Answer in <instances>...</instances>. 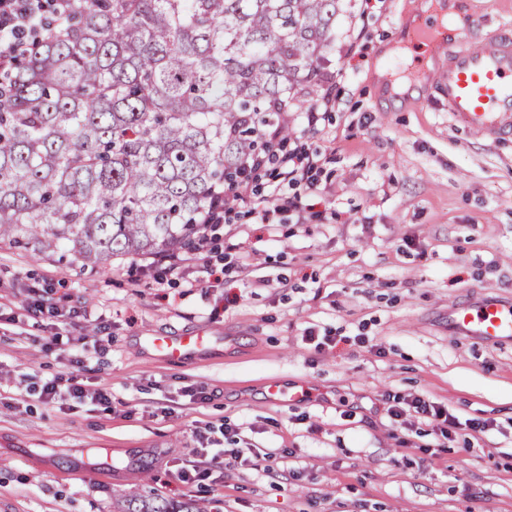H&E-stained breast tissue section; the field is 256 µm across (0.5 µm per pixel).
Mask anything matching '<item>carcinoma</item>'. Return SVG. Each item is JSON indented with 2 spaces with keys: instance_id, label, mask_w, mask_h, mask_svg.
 Segmentation results:
<instances>
[{
  "instance_id": "obj_1",
  "label": "carcinoma",
  "mask_w": 512,
  "mask_h": 512,
  "mask_svg": "<svg viewBox=\"0 0 512 512\" xmlns=\"http://www.w3.org/2000/svg\"><path fill=\"white\" fill-rule=\"evenodd\" d=\"M343 0H96L0 110V241L83 267L183 250L237 158L321 83ZM122 512H203L144 496Z\"/></svg>"
}]
</instances>
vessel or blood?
Here are the masks:
<instances>
[{
	"mask_svg": "<svg viewBox=\"0 0 512 512\" xmlns=\"http://www.w3.org/2000/svg\"><path fill=\"white\" fill-rule=\"evenodd\" d=\"M415 37L447 50L438 74L448 111L483 140L512 137V30L480 43L466 41L452 17L428 20ZM450 321L460 335L480 342L512 341V302L488 294L473 305L455 307ZM152 345L167 361L182 364L206 352L212 339L203 333L155 336Z\"/></svg>",
	"mask_w": 512,
	"mask_h": 512,
	"instance_id": "vessel-or-blood-1",
	"label": "vessel or blood"
}]
</instances>
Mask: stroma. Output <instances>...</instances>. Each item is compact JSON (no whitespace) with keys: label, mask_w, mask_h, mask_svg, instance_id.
Segmentation results:
<instances>
[{"label":"stroma","mask_w":512,"mask_h":512,"mask_svg":"<svg viewBox=\"0 0 512 512\" xmlns=\"http://www.w3.org/2000/svg\"><path fill=\"white\" fill-rule=\"evenodd\" d=\"M423 2L348 0L337 18L325 64L341 75L336 106L317 133L299 110L288 118L292 145L322 156L306 223L209 225V272L192 262L178 275L138 260L90 270L0 241V512H116L133 495L209 512H512V342L448 323L487 293L512 299V139L468 133L437 88L395 102L379 85V61ZM461 2L483 18L476 38L512 26V0ZM42 279L106 330L31 317L24 286ZM198 330L215 341L182 366L147 341ZM317 336L337 344L316 349ZM72 374L111 406L26 389ZM271 381L313 397L274 401ZM409 395L459 418L452 441L389 418L388 398ZM200 446L259 454L189 487L177 474Z\"/></svg>","instance_id":"stroma-1"}]
</instances>
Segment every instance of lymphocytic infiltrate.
I'll use <instances>...</instances> for the list:
<instances>
[{"mask_svg":"<svg viewBox=\"0 0 512 512\" xmlns=\"http://www.w3.org/2000/svg\"><path fill=\"white\" fill-rule=\"evenodd\" d=\"M45 21L43 0H0V109L8 104L5 76L19 57L33 51L34 35L44 28ZM287 135L288 115L284 112L277 121L261 127L262 149L239 161L233 180L212 195L200 216L201 223H223L228 214L241 208L254 213L269 229L286 211L293 213L297 223H304L311 209L309 199L318 189L320 158L303 150L284 151ZM285 186L291 188V195H282ZM387 413L400 424L411 416L426 420L446 440L459 425L458 418L447 409L420 396L394 399Z\"/></svg>","mask_w":512,"mask_h":512,"instance_id":"1","label":"lymphocytic infiltrate"}]
</instances>
